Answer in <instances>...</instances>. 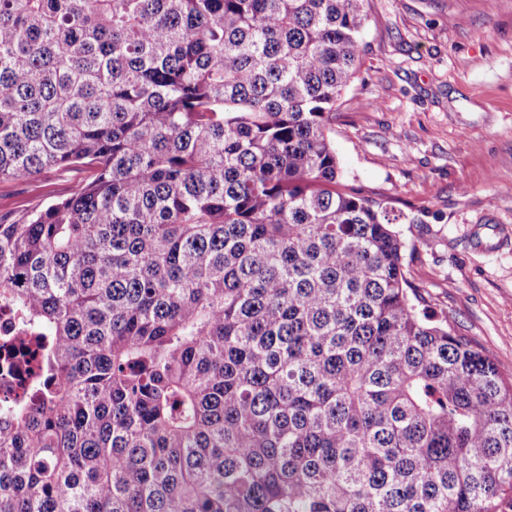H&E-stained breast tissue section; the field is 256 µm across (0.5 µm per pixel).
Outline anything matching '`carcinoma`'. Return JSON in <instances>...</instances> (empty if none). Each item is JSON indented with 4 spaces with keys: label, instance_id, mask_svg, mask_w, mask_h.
Wrapping results in <instances>:
<instances>
[{
    "label": "carcinoma",
    "instance_id": "carcinoma-1",
    "mask_svg": "<svg viewBox=\"0 0 512 512\" xmlns=\"http://www.w3.org/2000/svg\"><path fill=\"white\" fill-rule=\"evenodd\" d=\"M364 0H0V512H506L512 378L327 132ZM74 184L75 180L53 169L25 181L0 182V215L4 219H17L66 194ZM12 335V336H4ZM20 333L17 332V318L11 313L0 309V345L4 337H11L13 349L10 353L1 347L2 360L8 355L13 356L16 366L4 368L0 371V399H19L22 397L29 379L32 375V364L35 350L29 344L19 340Z\"/></svg>",
    "mask_w": 512,
    "mask_h": 512
}]
</instances>
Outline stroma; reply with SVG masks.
<instances>
[{
  "instance_id": "35a3bbf8",
  "label": "stroma",
  "mask_w": 512,
  "mask_h": 512,
  "mask_svg": "<svg viewBox=\"0 0 512 512\" xmlns=\"http://www.w3.org/2000/svg\"><path fill=\"white\" fill-rule=\"evenodd\" d=\"M361 66L331 139L346 183L404 216L405 274L437 319L512 374V0H366ZM74 186L0 182L16 219Z\"/></svg>"
}]
</instances>
